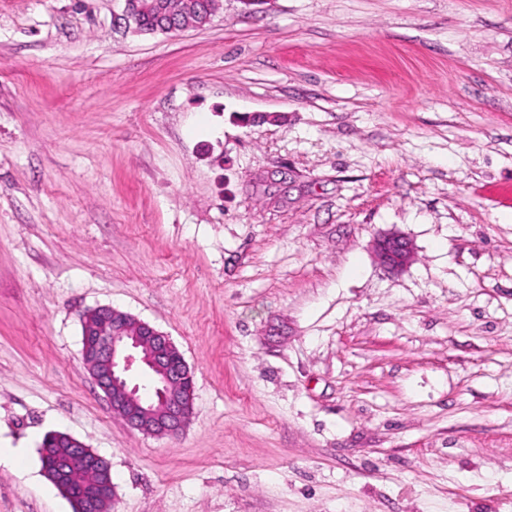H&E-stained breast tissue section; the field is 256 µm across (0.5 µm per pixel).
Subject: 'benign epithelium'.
Here are the masks:
<instances>
[{
    "instance_id": "obj_1",
    "label": "benign epithelium",
    "mask_w": 512,
    "mask_h": 512,
    "mask_svg": "<svg viewBox=\"0 0 512 512\" xmlns=\"http://www.w3.org/2000/svg\"><path fill=\"white\" fill-rule=\"evenodd\" d=\"M374 248L381 261L396 271L413 257L409 241L397 234L377 238ZM81 324L82 362L112 410L145 435L162 437L181 432L194 414V376L171 338L111 306L85 310ZM139 367L158 378L151 400L144 399L139 385L132 382V374ZM51 448L68 449V456L79 458L88 471L87 487L75 493L59 476L61 461L52 458L45 463L44 473L59 484L73 512H101L112 502L115 485L109 461L67 433L47 436L43 456H49Z\"/></svg>"
}]
</instances>
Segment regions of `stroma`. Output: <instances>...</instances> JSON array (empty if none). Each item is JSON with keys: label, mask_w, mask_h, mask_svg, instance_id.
Returning <instances> with one entry per match:
<instances>
[{"label": "stroma", "mask_w": 512, "mask_h": 512, "mask_svg": "<svg viewBox=\"0 0 512 512\" xmlns=\"http://www.w3.org/2000/svg\"><path fill=\"white\" fill-rule=\"evenodd\" d=\"M123 10L0 0V512H72L50 432L112 512H512V0ZM99 305L182 353V433L95 385ZM155 3L157 6L152 8L154 4L149 3V0H125L124 19L129 22V18L134 14L142 13L140 25L144 27H154L161 23L168 25L172 21L179 26H187L198 22L200 12L210 6L208 0H161ZM374 248L381 261L391 270H402L413 257L409 241L397 234L378 237L374 242ZM49 448H58L64 455L68 448L69 457H78L88 471L89 483L82 490L86 479L83 465L80 461H73L67 468L68 479L78 493L71 491L59 473L62 462L58 458L48 459ZM46 460L44 473L51 481H56L62 492L70 499L73 512H99L104 505L112 502L115 497V485L112 482V466L109 461L88 448L82 441L67 433H52L47 436L43 449Z\"/></svg>", "instance_id": "obj_1"}]
</instances>
